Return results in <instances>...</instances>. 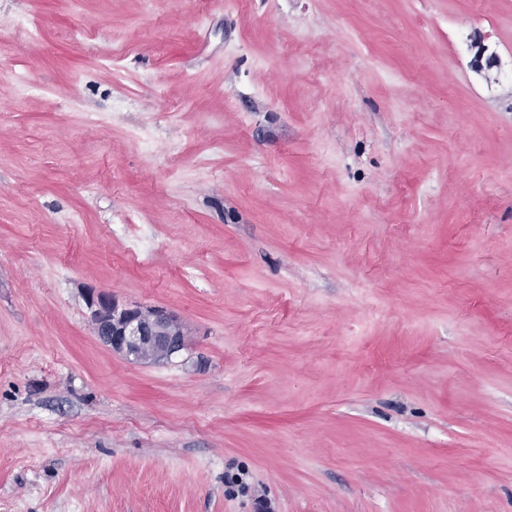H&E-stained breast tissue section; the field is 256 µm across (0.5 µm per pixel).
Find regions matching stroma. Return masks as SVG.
Instances as JSON below:
<instances>
[{"instance_id":"1","label":"stroma","mask_w":512,"mask_h":512,"mask_svg":"<svg viewBox=\"0 0 512 512\" xmlns=\"http://www.w3.org/2000/svg\"><path fill=\"white\" fill-rule=\"evenodd\" d=\"M0 72V512H512V0H0ZM86 301L99 338L130 362L163 364L187 346L180 320L162 307H127L101 291Z\"/></svg>"}]
</instances>
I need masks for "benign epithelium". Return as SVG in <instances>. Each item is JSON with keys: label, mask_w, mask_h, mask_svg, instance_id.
<instances>
[{"label": "benign epithelium", "mask_w": 512, "mask_h": 512, "mask_svg": "<svg viewBox=\"0 0 512 512\" xmlns=\"http://www.w3.org/2000/svg\"><path fill=\"white\" fill-rule=\"evenodd\" d=\"M86 301L99 338L130 362L163 364L187 346L180 320L162 307H127L101 291Z\"/></svg>", "instance_id": "benign-epithelium-1"}]
</instances>
